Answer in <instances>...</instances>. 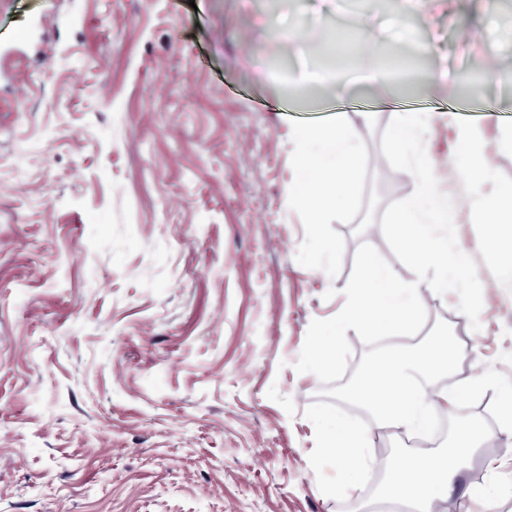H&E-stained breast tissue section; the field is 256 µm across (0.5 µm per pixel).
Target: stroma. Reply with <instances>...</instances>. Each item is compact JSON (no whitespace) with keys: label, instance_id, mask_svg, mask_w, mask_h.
Returning a JSON list of instances; mask_svg holds the SVG:
<instances>
[{"label":"stroma","instance_id":"1","mask_svg":"<svg viewBox=\"0 0 512 512\" xmlns=\"http://www.w3.org/2000/svg\"><path fill=\"white\" fill-rule=\"evenodd\" d=\"M512 0H422L395 13L346 0H0V512H375L387 469L407 453L391 433L355 486L321 454L324 420L370 415L323 396L294 364L315 319L337 314L360 243L399 261L380 229L416 182L390 168L381 135L407 102L430 114L425 147L441 190L463 209L457 244L484 288L480 330L456 293L423 287L427 321L450 324L485 392L512 381V282L487 206L512 190V123L472 122L494 168L473 196L462 170L456 81L483 68L481 98L512 106ZM321 23L328 47L356 59L401 29L430 50L410 95L391 83L324 76L308 99L290 85L315 66L287 31ZM446 81L432 80L436 71ZM358 127L367 157L353 199L319 224L294 192L299 133L314 113ZM489 430L465 473L497 479L512 512V435ZM496 459L497 474L485 463Z\"/></svg>","mask_w":512,"mask_h":512}]
</instances>
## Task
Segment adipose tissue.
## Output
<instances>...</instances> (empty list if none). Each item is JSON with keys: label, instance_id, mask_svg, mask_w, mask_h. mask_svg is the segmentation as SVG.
Listing matches in <instances>:
<instances>
[{"label": "adipose tissue", "instance_id": "obj_1", "mask_svg": "<svg viewBox=\"0 0 512 512\" xmlns=\"http://www.w3.org/2000/svg\"><path fill=\"white\" fill-rule=\"evenodd\" d=\"M300 145L302 163L313 178L299 186L296 197L305 206L309 222L318 224L353 198L350 173L365 163L366 157L349 122L303 129ZM444 345V337L438 336L429 341L424 354L380 359L365 381L350 388V397L372 412L373 423L359 430L340 418L332 422L326 435V455L344 469L346 481H353L366 467V451L373 447L377 429L426 430L433 411H448L467 394L489 385V377L477 371L461 389L427 393L422 380L441 369L439 354ZM486 437L478 421H464L455 429L446 455L406 457L391 473L383 499L407 505L412 512H438L440 503L454 495L464 503H488L492 488L463 487L458 481L465 463Z\"/></svg>", "mask_w": 512, "mask_h": 512}]
</instances>
